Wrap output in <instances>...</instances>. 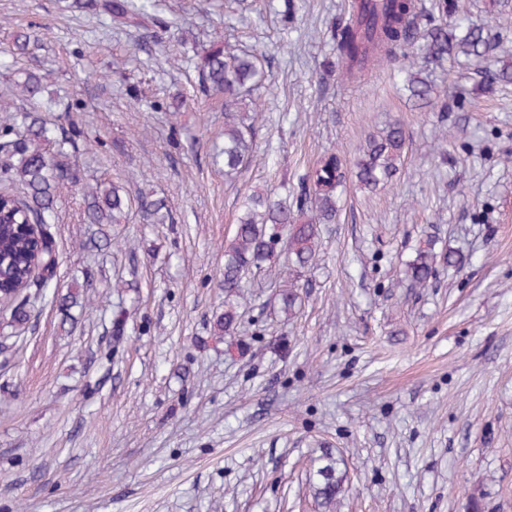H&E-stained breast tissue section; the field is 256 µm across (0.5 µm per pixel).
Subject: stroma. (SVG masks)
Returning <instances> with one entry per match:
<instances>
[{"label": "stroma", "instance_id": "stroma-1", "mask_svg": "<svg viewBox=\"0 0 512 512\" xmlns=\"http://www.w3.org/2000/svg\"><path fill=\"white\" fill-rule=\"evenodd\" d=\"M492 2L455 0L467 24L512 42ZM297 3L287 25L280 0H160L170 26L145 50L106 0H0V57L36 30L18 66L42 75L48 120L84 131L52 232L60 287L96 305L66 326L44 306L22 350L0 352V512H322L309 474L325 448L347 475L337 512H512V83L484 89L475 60L420 50L358 83L326 76L347 0ZM216 33L262 52L267 71L256 156L232 182L210 155L224 97L197 93L189 61L192 38ZM410 72L436 91L427 107L407 98ZM447 98L460 108L445 116ZM397 121L400 175L373 193L348 184L297 279L295 317L268 263L236 333L218 335L243 198L285 197L327 153L352 164ZM114 179L166 198L171 223H86L85 194ZM430 240L460 264L408 287L404 264Z\"/></svg>", "mask_w": 512, "mask_h": 512}]
</instances>
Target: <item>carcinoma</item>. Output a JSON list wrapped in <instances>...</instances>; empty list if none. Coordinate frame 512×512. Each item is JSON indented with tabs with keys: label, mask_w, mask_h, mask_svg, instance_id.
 Instances as JSON below:
<instances>
[{
	"label": "carcinoma",
	"mask_w": 512,
	"mask_h": 512,
	"mask_svg": "<svg viewBox=\"0 0 512 512\" xmlns=\"http://www.w3.org/2000/svg\"><path fill=\"white\" fill-rule=\"evenodd\" d=\"M152 0H111L112 17L132 19L140 24ZM451 0H434L421 10L415 0H352L348 18L330 30L338 66L328 65L346 81H356L376 64L391 62L398 52L419 44L426 57L442 60L463 54L485 57L489 37L470 27L458 38L440 22L453 11ZM202 94H224V148L214 154L223 157L224 176L232 178L248 167L255 156L250 111L253 92L266 80L259 55L224 47L221 39L210 42L192 57ZM496 63L485 86L512 80V46L498 45ZM13 87L29 99L44 91L42 77L34 71L15 73ZM409 99L426 104L432 89L415 76L407 80ZM77 131L47 121L37 110L18 109L0 124V318L8 327L24 328L38 302H51L61 322L71 321V309L81 305L79 294L61 292L54 282L58 258L51 227L56 223V202L62 190L72 187L77 176L63 159L76 150ZM406 134L395 122L369 136L353 166L343 165L334 153L324 155L299 180L292 202L282 204L264 193L244 198L235 235L224 246V316L217 320L218 331L230 336L237 329L238 299L246 277L263 268L279 254L286 240L285 265L292 273L309 269L318 261L320 225L336 219L339 192L347 183L375 192L391 184L403 169ZM87 203L88 224H124L132 205L156 224L170 220L163 198L134 196L119 181L96 185ZM452 267L459 256L450 251L436 255L431 247L420 248L402 270L413 288L429 286L436 276L437 262ZM299 293L291 284L282 290L283 311L296 315ZM322 464L313 472L311 486L325 512L340 502L344 472L340 459L328 448L319 457Z\"/></svg>",
	"instance_id": "1"
}]
</instances>
